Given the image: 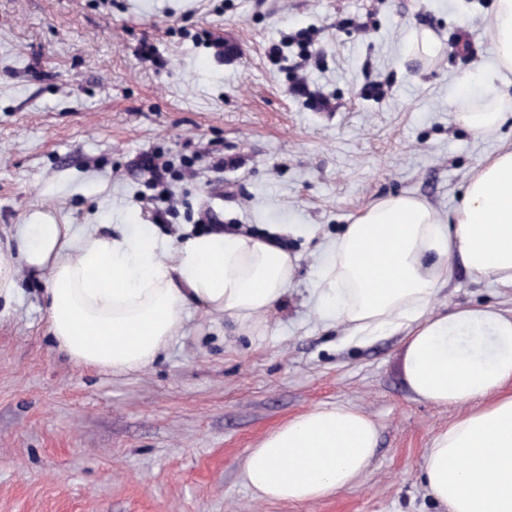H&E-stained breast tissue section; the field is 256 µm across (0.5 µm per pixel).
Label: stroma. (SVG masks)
Returning a JSON list of instances; mask_svg holds the SVG:
<instances>
[{
    "mask_svg": "<svg viewBox=\"0 0 512 512\" xmlns=\"http://www.w3.org/2000/svg\"><path fill=\"white\" fill-rule=\"evenodd\" d=\"M495 0H0V248L38 216L60 224H152L151 152L175 199L161 238L202 220L281 240L298 255L262 330L188 305L145 368L89 367L49 327L48 272L21 269L0 305V512H445L421 464L461 412L420 401L399 337L359 346L313 314L327 243L375 201L407 194L451 218L468 180L512 146V119L482 137L460 107L500 98ZM224 37L217 57L199 38ZM315 31L299 63L288 40ZM428 30L442 51L415 52ZM153 42L159 63L135 49ZM283 44L284 64L269 48ZM301 65L322 110L290 92ZM384 94L367 96V85ZM232 167L215 174L208 154ZM512 310V288L464 271L437 309ZM349 406L377 425L365 478L313 503L257 500L247 451L289 419Z\"/></svg>",
    "mask_w": 512,
    "mask_h": 512,
    "instance_id": "obj_1",
    "label": "stroma"
}]
</instances>
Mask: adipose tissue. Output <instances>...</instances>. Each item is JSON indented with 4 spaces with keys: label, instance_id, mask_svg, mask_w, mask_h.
I'll return each instance as SVG.
<instances>
[{
    "label": "adipose tissue",
    "instance_id": "ef3b65f1",
    "mask_svg": "<svg viewBox=\"0 0 512 512\" xmlns=\"http://www.w3.org/2000/svg\"><path fill=\"white\" fill-rule=\"evenodd\" d=\"M491 37L499 70L512 71V0H496ZM0 251V300L17 294L20 267L49 271L50 330L78 363L117 371L150 364L180 333L189 303L260 327L287 295L294 257L273 240L199 234L180 242L144 224L120 235L47 220L18 225ZM512 287V150L472 175L445 222L399 194L365 209L326 247L313 308L346 338L401 336L411 394L465 411L426 448L423 481L448 512H512V312L490 306L438 312L455 269ZM378 428L348 406L317 407L249 449L243 477L262 500L307 503L352 486L374 455Z\"/></svg>",
    "mask_w": 512,
    "mask_h": 512
}]
</instances>
